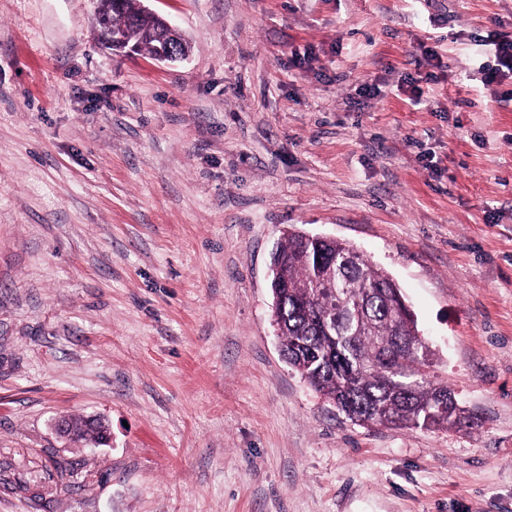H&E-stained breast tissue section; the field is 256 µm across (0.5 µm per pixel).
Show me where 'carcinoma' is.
<instances>
[{
  "mask_svg": "<svg viewBox=\"0 0 512 512\" xmlns=\"http://www.w3.org/2000/svg\"><path fill=\"white\" fill-rule=\"evenodd\" d=\"M97 10L150 54L162 22L143 12L140 0L113 11ZM272 292L281 352L317 391L363 416L362 423L450 429L465 419L458 405L438 411L439 383L429 378L432 350L404 307L398 285L352 246L316 242L290 232L276 249ZM72 475L65 459L48 478Z\"/></svg>",
  "mask_w": 512,
  "mask_h": 512,
  "instance_id": "cac0c4a2",
  "label": "carcinoma"
}]
</instances>
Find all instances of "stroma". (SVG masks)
Returning <instances> with one entry per match:
<instances>
[{"label": "stroma", "mask_w": 512, "mask_h": 512, "mask_svg": "<svg viewBox=\"0 0 512 512\" xmlns=\"http://www.w3.org/2000/svg\"><path fill=\"white\" fill-rule=\"evenodd\" d=\"M148 5L186 60L0 0V512H512V0ZM288 229L399 285L469 423L360 425L286 362ZM89 415L111 445L54 429ZM480 46H489L494 53L495 64L479 67L482 82L490 85L501 84L506 79H512V35L501 32H491L480 39Z\"/></svg>", "instance_id": "stroma-1"}]
</instances>
